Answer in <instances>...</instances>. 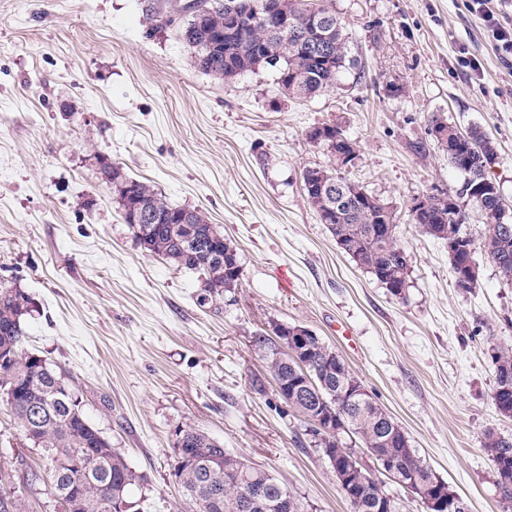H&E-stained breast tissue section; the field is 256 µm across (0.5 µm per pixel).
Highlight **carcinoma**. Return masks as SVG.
<instances>
[{"mask_svg":"<svg viewBox=\"0 0 512 512\" xmlns=\"http://www.w3.org/2000/svg\"><path fill=\"white\" fill-rule=\"evenodd\" d=\"M208 8L207 22L198 26L192 19H170L174 10L171 0H159L145 9V23L150 30L169 19L176 24L181 39L191 52L195 67L217 78L232 79L246 72L274 70L278 85L289 96L312 98L331 89L338 74L354 69L357 59L351 54L343 24L336 11L325 0H280L286 12L303 28L308 13L318 11L332 18L335 32L321 44L318 51H306L287 43L252 14L242 15V23L249 29L246 43L224 32V13L237 0H201ZM472 139L482 146L483 158L464 157V151L455 147L448 154V163L462 171L474 182L488 179L483 159L494 155V144L485 135L474 131ZM328 167L306 169L304 190L309 205L317 214L326 212L327 201L321 193V183L333 180L346 188L348 199L337 204L329 230L336 244L366 272L372 274L393 294L398 295L407 285L408 266L397 261L394 250L401 248L398 240L386 244L373 230L385 220H395V213H383V208L360 197L368 195L359 182L342 174L336 155ZM101 174L112 185L120 209L155 214L181 215L184 207L171 205L154 187L132 178L121 168L103 163ZM434 206L414 223L422 231L438 239L459 237L458 254L449 258L455 285L472 289L478 279L465 281L466 265L474 261L475 243L464 231L466 212L448 208V197L433 196ZM190 224H133L131 228L140 247L150 255L160 256L178 268L199 272L204 276L197 301L200 306L220 310L226 295L235 293L240 282L228 277V271L240 266L236 248L224 241V233L208 222L199 210L191 213ZM485 253L499 257L494 265L503 279L512 281V233L506 237L485 238ZM35 312L32 298L19 288L0 286V359L11 355L13 360L0 363V401L12 411L24 441L33 448L49 453L48 478L55 497L67 500L78 496L83 508L78 512H116L122 501L132 502L130 489L143 480L129 465L124 455L102 441V433L85 417L79 390L70 379L56 372L35 354L26 350L25 324ZM255 346L267 352V368L276 382L288 383V407L301 421L311 422L310 414L324 412L317 402L300 394L295 386L301 382L302 371L295 361L284 363L276 358V343L259 333ZM318 374L313 376L322 397L336 406L342 394L355 390L360 380L346 361L335 355V350L321 343L314 354ZM496 388L501 390L496 409L504 417H512V346L497 349L492 355ZM387 412L373 400L354 403L343 408L342 425L335 433L315 430L318 447L327 460H337L350 451L344 435L351 434L363 447L374 450L381 458L397 462L395 483L403 485H440L449 498L457 494L439 478L411 447L408 438L396 422L381 430L377 420ZM184 452L174 458L173 475L181 480L185 512H245L242 500L254 490L262 492L264 505L257 512H282L281 494L288 488L270 470L253 466L243 457L233 454L224 445L204 431L192 426H180ZM487 449L496 474L497 490L502 512H512V436L505 437L491 431L485 434ZM75 456L82 462V470L70 474L58 470L54 462L62 457ZM351 512H382L376 497L367 493H344Z\"/></svg>","mask_w":512,"mask_h":512,"instance_id":"obj_1","label":"carcinoma"}]
</instances>
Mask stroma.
<instances>
[{
  "label": "stroma",
  "mask_w": 512,
  "mask_h": 512,
  "mask_svg": "<svg viewBox=\"0 0 512 512\" xmlns=\"http://www.w3.org/2000/svg\"><path fill=\"white\" fill-rule=\"evenodd\" d=\"M151 2L0 0V286L36 304L26 348L72 377L86 418L143 475L131 489L142 512L184 508L173 442L185 423L269 468L307 512H351L253 343L274 323L336 350L468 512H501L483 438L512 435L491 359L512 345V282L479 250L477 288L456 287L447 242L410 206L463 181L430 131L438 116L493 141L489 169L512 214V57L464 0H332L358 66L301 101L269 70L224 80L195 68L175 28L145 26ZM321 124L356 141L347 176L396 213L410 259L401 296L307 201L304 170L331 163L307 137ZM105 161L220 227L243 270L235 301L200 307L199 274L141 250ZM48 465L0 404V498L60 512L40 478Z\"/></svg>",
  "instance_id": "1"
}]
</instances>
